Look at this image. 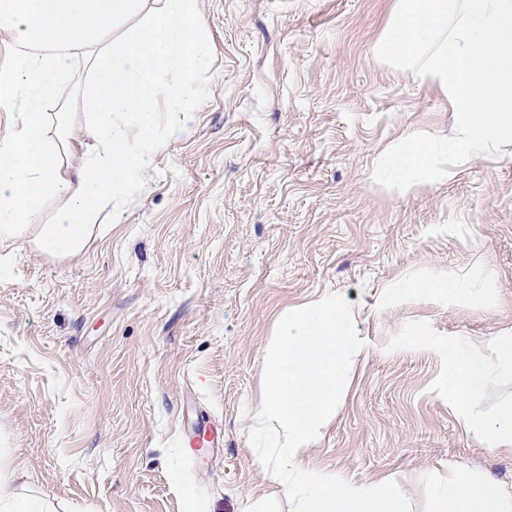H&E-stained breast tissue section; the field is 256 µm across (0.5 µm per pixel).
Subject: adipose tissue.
Returning a JSON list of instances; mask_svg holds the SVG:
<instances>
[{"mask_svg":"<svg viewBox=\"0 0 512 512\" xmlns=\"http://www.w3.org/2000/svg\"><path fill=\"white\" fill-rule=\"evenodd\" d=\"M143 17L133 35L113 38L115 26ZM24 47L18 62L0 71V112L12 113L0 135V242L32 237L52 256L78 253L100 209L114 193L145 181L160 142L154 109L170 97L163 78L190 77L210 47L199 0H0V42ZM58 53L43 57V49ZM92 78L82 103L97 123L93 144L69 136L64 119L44 107L58 97L59 81L75 56ZM61 200L52 223H41L48 200ZM493 285L489 268L407 278L389 285L385 302L432 296L451 306L479 308ZM359 312L336 293L284 310L262 356L257 416L276 437V461H263L271 483L298 502L297 512H405L384 478L354 482L316 467L309 447L336 416L353 359L369 354L357 335ZM416 347L442 357L447 369L438 391L465 429L488 446L512 454V403L487 414L476 405L494 378L512 376V331L493 336V357L478 360L462 337L415 331ZM433 512H512V490L452 464L435 486Z\"/></svg>","mask_w":512,"mask_h":512,"instance_id":"obj_1","label":"adipose tissue"}]
</instances>
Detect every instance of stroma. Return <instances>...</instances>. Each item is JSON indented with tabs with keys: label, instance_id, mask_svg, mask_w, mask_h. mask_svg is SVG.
Returning a JSON list of instances; mask_svg holds the SVG:
<instances>
[{
	"label": "stroma",
	"instance_id": "35a3bbf8",
	"mask_svg": "<svg viewBox=\"0 0 512 512\" xmlns=\"http://www.w3.org/2000/svg\"><path fill=\"white\" fill-rule=\"evenodd\" d=\"M392 6L199 0L210 60L174 86L200 103L185 123L158 101L149 179L75 255L0 247V495L45 512H296L256 463L261 361L280 313L328 290L360 310L371 351L311 462L388 477L407 512H432L452 462L512 485V457L437 393L443 361L406 344L425 328L484 359L512 329V144L444 184L374 180L391 142L452 125L444 98L376 57ZM89 81L73 62L60 103L88 143ZM482 262V309L379 302L391 282ZM203 425L224 446L196 457L184 441Z\"/></svg>",
	"mask_w": 512,
	"mask_h": 512
}]
</instances>
